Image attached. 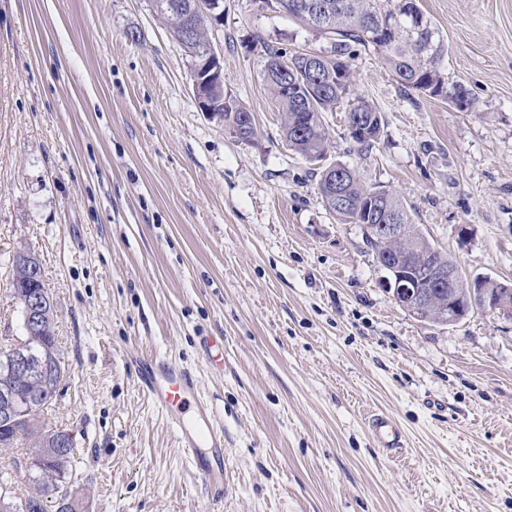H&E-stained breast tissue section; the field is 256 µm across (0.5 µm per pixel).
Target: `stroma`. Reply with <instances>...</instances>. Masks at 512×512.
I'll list each match as a JSON object with an SVG mask.
<instances>
[{
  "instance_id": "35a3bbf8",
  "label": "stroma",
  "mask_w": 512,
  "mask_h": 512,
  "mask_svg": "<svg viewBox=\"0 0 512 512\" xmlns=\"http://www.w3.org/2000/svg\"><path fill=\"white\" fill-rule=\"evenodd\" d=\"M474 109L404 88L353 47L323 162L289 148L262 43L333 39L260 0L210 34L245 141L201 112L191 59L150 0H0V348L21 335L14 254L34 252L65 363L40 420L73 433L88 512H512V317L410 315L358 225L324 205V164L396 193L468 277L512 284V0H420ZM377 108L361 150L347 116ZM467 224L472 236L460 240ZM190 369L224 431V489L199 478L138 386ZM393 414L398 457L367 417Z\"/></svg>"
}]
</instances>
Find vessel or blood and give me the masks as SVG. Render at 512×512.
Masks as SVG:
<instances>
[{
	"label": "vessel or blood",
	"instance_id": "1",
	"mask_svg": "<svg viewBox=\"0 0 512 512\" xmlns=\"http://www.w3.org/2000/svg\"><path fill=\"white\" fill-rule=\"evenodd\" d=\"M140 388L163 411L198 476L213 484L223 481L224 472L214 469L211 456H222L224 432L212 423V407L197 396V383L186 370L156 357L140 373ZM368 431L377 448L389 458L400 454L404 442L395 419L384 411L370 416Z\"/></svg>",
	"mask_w": 512,
	"mask_h": 512
}]
</instances>
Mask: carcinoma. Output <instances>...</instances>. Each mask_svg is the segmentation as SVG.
Segmentation results:
<instances>
[{"label":"carcinoma","mask_w":512,"mask_h":512,"mask_svg":"<svg viewBox=\"0 0 512 512\" xmlns=\"http://www.w3.org/2000/svg\"><path fill=\"white\" fill-rule=\"evenodd\" d=\"M269 2L272 8L283 11L299 21L308 16L306 4H318L324 18L321 31L331 34L336 40L333 54L319 56V69L313 73L315 87L307 86L302 89L307 99L306 105L309 106L307 110L299 105L298 96L292 94L287 86V80L292 76L307 74L301 52L287 54L273 45L263 44L266 56L282 61L283 66L288 68V73L283 75L274 72L265 77V81L282 108V131L288 146L309 161L324 157L327 151L329 135L323 113L333 110L353 85V71L348 60L352 46L361 45L380 55L400 84L409 90L425 94L429 85L435 90L446 88V77L441 69V62L448 54V44L431 18H426V26L433 36L435 57L432 59L421 57L420 50L403 30L397 31L390 41L377 42L371 38L368 20L372 15L397 11L405 13L409 10L421 15L423 10L419 0H269ZM425 75L428 76L426 86L422 84V77ZM214 104L223 111L224 121L231 126L241 116H251V113L237 102L234 103L232 112L224 110V100L221 98H215ZM359 112L373 116L376 124L373 131L379 130L380 119L375 106L360 99L348 113V117H354ZM343 189L348 206L344 209H336L334 213L345 224L364 223L368 193L373 191V188L366 185L357 171L352 168L350 174L346 175ZM384 206L388 212L400 216L402 223L408 226L406 237L413 243L414 251L411 252V256L415 261L441 265L453 263V259L448 254L437 250L415 228L402 200L396 194L387 193ZM367 246L373 254L382 256L404 251V247L398 242L389 243L379 239L367 242ZM31 289L32 285L25 277L24 268L14 267L11 293L18 308H23V297ZM27 347L32 354L51 366V373L22 376L0 366V398L9 392L16 391L33 392L39 395V398L30 401L25 413L27 421L19 424L18 428L0 425V454L12 450L21 436L35 439L36 448L31 452V457L36 459V463L30 468V473L26 474L32 491L46 499H63L68 512H85L82 499L61 491L63 484L67 483L68 466L76 455V448H69L65 452L58 448L57 431L42 427L39 420L41 412L55 401L57 388L65 374V364L56 345L54 310H49L41 332L29 338ZM7 484H9L8 479L0 475V512H28L31 495L20 498L13 492L5 493L3 486Z\"/></svg>","instance_id":"1"}]
</instances>
